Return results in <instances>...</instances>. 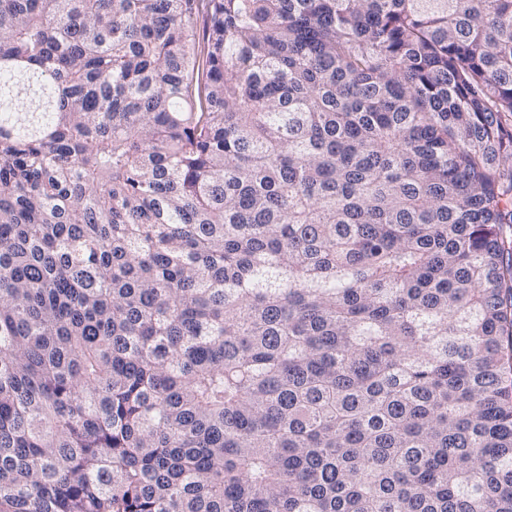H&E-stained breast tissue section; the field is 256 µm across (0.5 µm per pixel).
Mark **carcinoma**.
I'll list each match as a JSON object with an SVG mask.
<instances>
[{"mask_svg": "<svg viewBox=\"0 0 512 512\" xmlns=\"http://www.w3.org/2000/svg\"><path fill=\"white\" fill-rule=\"evenodd\" d=\"M0 512H512V0H0Z\"/></svg>", "mask_w": 512, "mask_h": 512, "instance_id": "carcinoma-1", "label": "carcinoma"}]
</instances>
